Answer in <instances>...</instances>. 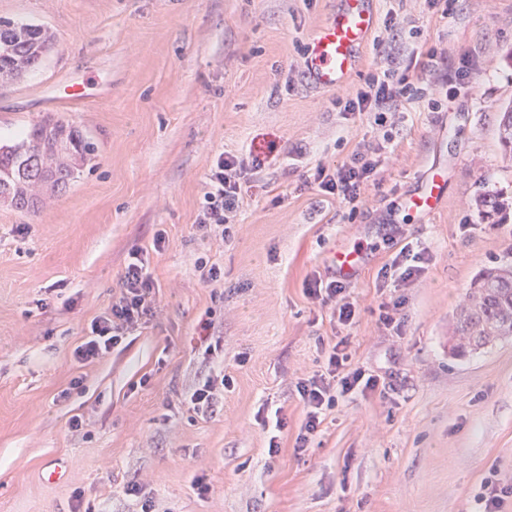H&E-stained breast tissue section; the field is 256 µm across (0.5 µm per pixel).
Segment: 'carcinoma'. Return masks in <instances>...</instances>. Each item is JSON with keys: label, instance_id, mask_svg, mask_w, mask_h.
<instances>
[{"label": "carcinoma", "instance_id": "carcinoma-1", "mask_svg": "<svg viewBox=\"0 0 512 512\" xmlns=\"http://www.w3.org/2000/svg\"><path fill=\"white\" fill-rule=\"evenodd\" d=\"M52 45L51 35L39 26L0 21V82L39 66ZM498 136L504 151L512 154V106L502 112ZM61 143L67 144L63 150ZM92 151L91 143L65 119L32 125L20 142L0 146V199L20 210L39 209L44 195L66 190ZM455 331L458 354L512 336V263L475 280Z\"/></svg>", "mask_w": 512, "mask_h": 512}]
</instances>
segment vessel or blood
Here are the masks:
<instances>
[{"instance_id":"vessel-or-blood-1","label":"vessel or blood","mask_w":512,"mask_h":512,"mask_svg":"<svg viewBox=\"0 0 512 512\" xmlns=\"http://www.w3.org/2000/svg\"><path fill=\"white\" fill-rule=\"evenodd\" d=\"M375 21L373 0H336L308 43L305 68L309 81L322 88L343 89L358 67ZM447 185L445 173L434 172L408 198L407 207L421 214L434 213L446 194ZM362 262L363 254L355 248L339 250L335 255L336 272L347 280L357 276Z\"/></svg>"}]
</instances>
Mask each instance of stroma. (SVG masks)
Masks as SVG:
<instances>
[{
    "instance_id": "35a3bbf8",
    "label": "stroma",
    "mask_w": 512,
    "mask_h": 512,
    "mask_svg": "<svg viewBox=\"0 0 512 512\" xmlns=\"http://www.w3.org/2000/svg\"><path fill=\"white\" fill-rule=\"evenodd\" d=\"M333 5L0 0V20L54 37L37 68L0 85V145L50 115L94 146L37 212L0 201V512H136L133 485L156 512H477L484 478L512 482V336L464 357L450 341L472 282L512 262V206H475L482 195L512 203L497 135L512 103V0H451L445 18L425 0H374L376 29L339 91L312 86L304 68ZM389 46L434 57L409 72L424 96L381 127L342 102L380 74ZM69 80L93 97L62 100ZM379 147L383 170L357 205L314 184L316 166ZM222 153L262 165L245 172L221 238L196 219ZM438 165L447 196L435 214L410 215L404 197ZM408 241L426 250L422 271L379 290ZM356 246L358 317L344 327L305 282L332 276L333 252ZM135 252L156 283L153 317L77 361ZM200 258L220 265L219 282L201 281ZM384 299L399 305V333L378 321ZM342 339L383 393L339 399L296 452L297 384ZM221 372L230 384L214 410L189 409V393ZM58 465L64 479L46 482Z\"/></svg>"
}]
</instances>
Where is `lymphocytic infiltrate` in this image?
Returning a JSON list of instances; mask_svg holds the SVG:
<instances>
[{"instance_id":"obj_1","label":"lymphocytic infiltrate","mask_w":512,"mask_h":512,"mask_svg":"<svg viewBox=\"0 0 512 512\" xmlns=\"http://www.w3.org/2000/svg\"><path fill=\"white\" fill-rule=\"evenodd\" d=\"M386 62L381 75L372 77L367 89L347 101L346 111L371 113L375 123L382 124L389 114L401 111L405 102L415 95L416 89L408 72L399 69L395 52L387 53ZM260 165L261 161L256 157L245 161L219 155L209 176L208 189L197 217L198 225L226 234L242 201V175L246 167ZM381 166V157L370 158L356 150L336 169L316 167L313 179L322 190L337 195L350 205L359 202L363 185L379 174ZM155 288L147 260L140 254H133L121 279L118 299L92 322L91 334L75 349V357L82 362L93 361L119 345L125 331L146 323L154 314ZM305 293L312 301L330 307L332 319L340 325H353L356 307L346 299L344 282L315 275L307 279ZM350 359V354L339 346L329 347L323 373L299 381L297 391L307 413L296 440L297 451H304L310 436L318 432L326 411L335 407L338 397L377 393V377L366 373L362 367L351 365Z\"/></svg>"}]
</instances>
